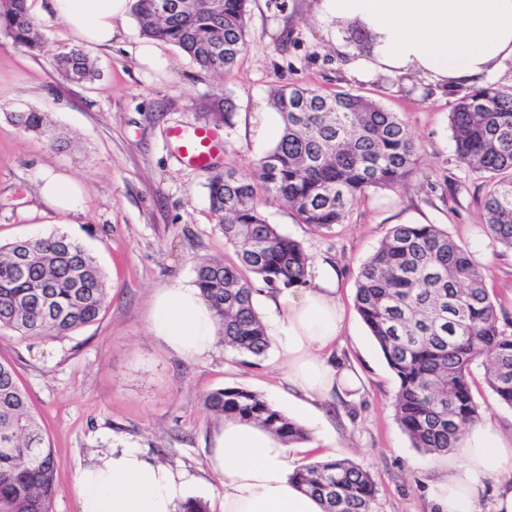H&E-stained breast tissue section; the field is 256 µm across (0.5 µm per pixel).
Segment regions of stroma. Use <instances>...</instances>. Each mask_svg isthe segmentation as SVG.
Segmentation results:
<instances>
[{
	"mask_svg": "<svg viewBox=\"0 0 512 512\" xmlns=\"http://www.w3.org/2000/svg\"><path fill=\"white\" fill-rule=\"evenodd\" d=\"M317 4L249 0L248 47L228 74L202 70L176 46L143 37L130 12L114 18L111 46L83 45L99 75L80 83L58 69L55 57L82 45L81 39L46 2L38 19L44 52L0 33V246L65 233L95 257L108 285L99 320L68 336L29 342L0 331V359L14 365L54 452L53 512H77L78 469L93 450L112 444L142 449L194 475L190 496L219 512L220 482L208 455L221 418L203 403L213 390L242 387L300 423L310 419L296 410L275 351L254 359L219 343L208 357L187 359L151 329L157 290L193 286L200 260L235 259L209 210L211 172L184 164L169 130L197 124L201 96L231 97L234 125L218 130L222 149L215 165L249 172L279 135L270 92L281 85L358 91L397 113L422 147L408 186L368 191L327 231L299 223L270 194L260 199L268 222L308 249L313 271H334L350 331L332 357L362 379L352 400L317 401L320 452L294 446L291 455L306 464L342 449L344 458L371 474L374 512H429L436 458L414 448L395 421L397 379L355 307L359 270L393 225L432 223L473 254L500 317L512 321V250L483 228L485 188L457 161L448 120L452 102L350 80L352 22L319 18ZM146 46L158 68L142 65ZM16 112L41 113L45 128H19ZM46 170L82 184L81 211L63 216L41 199L37 178ZM473 379L482 424L512 433V409L499 404L481 367H474Z\"/></svg>",
	"mask_w": 512,
	"mask_h": 512,
	"instance_id": "35a3bbf8",
	"label": "stroma"
}]
</instances>
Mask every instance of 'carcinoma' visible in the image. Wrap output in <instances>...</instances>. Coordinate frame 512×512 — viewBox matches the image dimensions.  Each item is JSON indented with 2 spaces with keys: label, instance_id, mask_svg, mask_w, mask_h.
Wrapping results in <instances>:
<instances>
[{
  "label": "carcinoma",
  "instance_id": "1",
  "mask_svg": "<svg viewBox=\"0 0 512 512\" xmlns=\"http://www.w3.org/2000/svg\"><path fill=\"white\" fill-rule=\"evenodd\" d=\"M27 0H0V32L21 46L45 42ZM248 0H134L142 36L170 42L200 68L233 70L247 46ZM350 40L371 51L377 36L355 25ZM76 82L97 77L79 48L56 55ZM281 119L274 145L245 174L216 172L209 209L234 250L232 264L200 261L195 285L212 313L224 349L254 358L271 340L256 312L251 272L271 291L304 288L312 257L268 223L258 189L273 194L303 224L329 229L371 189H396L420 164V145L406 123L372 98L282 86L271 91ZM229 97L201 103L204 127H232ZM16 124L37 130L44 118L16 112ZM458 162L486 179L487 233L512 248V86L473 90L448 115ZM24 251L23 267L17 265ZM106 276L95 258L68 236L32 237L0 247V330L26 340L64 337L104 311ZM360 317L394 372L395 419L415 448L445 454L480 422L471 368L500 404L512 409V330L501 324L471 252L433 224H396L363 264L356 289ZM205 407L226 418L256 422L290 445L310 432L274 404L244 388H220ZM293 479L324 512H373L370 473L346 460L307 463ZM55 458L14 367L0 360V512H53Z\"/></svg>",
  "mask_w": 512,
  "mask_h": 512
}]
</instances>
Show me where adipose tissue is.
<instances>
[{
    "instance_id": "adipose-tissue-1",
    "label": "adipose tissue",
    "mask_w": 512,
    "mask_h": 512,
    "mask_svg": "<svg viewBox=\"0 0 512 512\" xmlns=\"http://www.w3.org/2000/svg\"><path fill=\"white\" fill-rule=\"evenodd\" d=\"M129 0H52V8L82 40L112 43L115 17ZM319 15L356 19L378 36L370 57L347 64L362 82L384 78L391 89L423 81L439 93L487 88L512 63V0H321ZM39 194L56 212L82 204L77 182L50 171ZM276 311L270 339L288 368L299 403L358 386L354 371L330 362L327 352L345 329V313L333 288L289 289L272 298ZM151 327L173 351L197 358L211 351L216 323L198 289L172 287L153 302ZM210 471L221 484V512H323L319 501L291 480L287 445L261 427L233 419L213 432ZM437 512H477L493 489L496 512H512V437L489 425L471 427L460 456L439 465ZM193 478L136 448H104L74 482L78 512H177Z\"/></svg>"
}]
</instances>
